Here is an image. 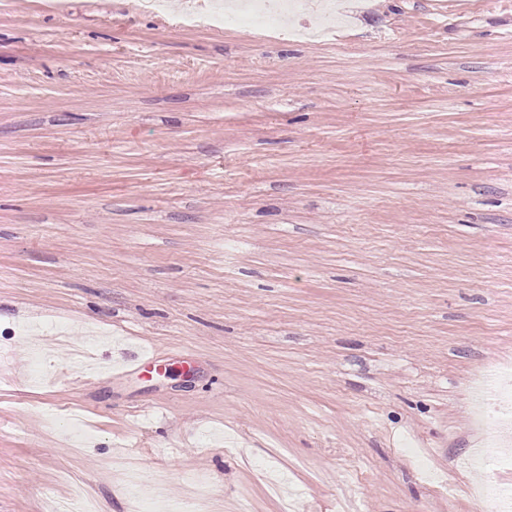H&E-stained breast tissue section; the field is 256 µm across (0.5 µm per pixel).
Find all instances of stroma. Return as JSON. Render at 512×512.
<instances>
[{
  "mask_svg": "<svg viewBox=\"0 0 512 512\" xmlns=\"http://www.w3.org/2000/svg\"><path fill=\"white\" fill-rule=\"evenodd\" d=\"M179 2L0 0V512H133L119 454L193 512L512 488L468 392L512 362V0ZM268 1L251 0L242 6V11L235 15L224 14V25L236 26L243 29H253L261 26H272L283 29L275 15L268 11Z\"/></svg>",
  "mask_w": 512,
  "mask_h": 512,
  "instance_id": "obj_1",
  "label": "stroma"
}]
</instances>
